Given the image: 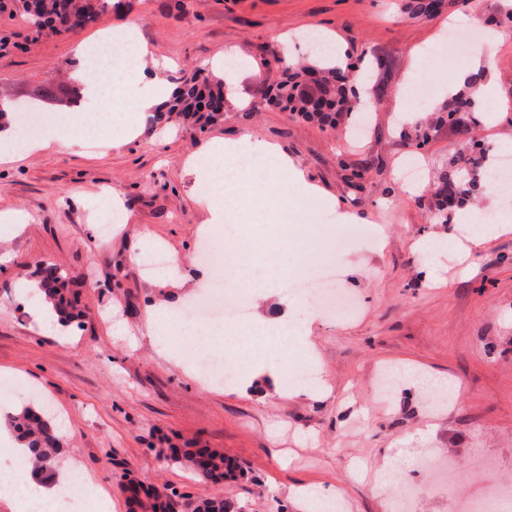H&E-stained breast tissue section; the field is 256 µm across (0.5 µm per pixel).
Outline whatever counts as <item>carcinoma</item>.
I'll use <instances>...</instances> for the list:
<instances>
[{
	"mask_svg": "<svg viewBox=\"0 0 512 512\" xmlns=\"http://www.w3.org/2000/svg\"><path fill=\"white\" fill-rule=\"evenodd\" d=\"M22 14L35 31L49 30L62 34L63 15L71 14L84 23L94 22L99 13L112 6V0H19ZM352 75L339 74L327 66L323 59L300 67L287 66L282 79L267 98L269 105L300 114L307 120L331 124L336 113L349 106L348 90ZM484 84V72L467 75L464 89L454 94L441 109L437 122L448 125L458 134L466 135L470 129L466 116L476 111L481 103L479 92ZM224 75L198 69L189 79L177 87L165 104L149 114L150 128H159L171 123L216 124L224 121L227 95L224 92ZM489 149L481 147L471 153L452 156L449 171L443 173L433 184L436 216L443 222L455 216L467 198L480 187V177L487 170ZM37 288L43 301L58 316L62 323L85 318L87 311L80 308L74 279L65 270L52 262L37 265ZM9 426L17 432L19 442L29 448L30 463L40 475L56 471L57 456L61 451V440L52 420L40 409L25 406L18 413L7 416ZM172 460L192 471L195 475L219 483V477L229 480L236 477L238 466L223 452L212 448L175 449L164 460ZM128 499L136 501L141 512H178L179 506L190 512H240L238 503L223 496L205 498L182 504L178 500L184 495L172 488L144 486L133 481L124 486Z\"/></svg>",
	"mask_w": 512,
	"mask_h": 512,
	"instance_id": "carcinoma-1",
	"label": "carcinoma"
}]
</instances>
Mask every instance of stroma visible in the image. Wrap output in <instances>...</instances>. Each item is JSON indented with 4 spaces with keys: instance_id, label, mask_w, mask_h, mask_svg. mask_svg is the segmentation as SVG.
<instances>
[{
    "instance_id": "stroma-1",
    "label": "stroma",
    "mask_w": 512,
    "mask_h": 512,
    "mask_svg": "<svg viewBox=\"0 0 512 512\" xmlns=\"http://www.w3.org/2000/svg\"><path fill=\"white\" fill-rule=\"evenodd\" d=\"M123 0L96 22L68 34L35 32L14 0H0V87L13 99L56 120L65 109L43 97H64L58 68L84 62L80 48L136 23L158 67L147 73L169 87L182 84L205 60L237 50L242 76L222 123L173 127L156 139L139 137L102 146L55 143L16 162H0V382L21 392L0 401L14 411L38 396L60 428V465L92 476L110 495L113 512H130L123 485L137 479L201 499L223 495L242 512H311L293 487L334 490L328 512H399L380 476L385 461L401 460L396 477L415 484L410 512H465L466 502L495 485L512 483V231L471 248L464 260L441 258L432 267L420 244L465 238L468 224L433 218L431 185L451 156L512 142V36L500 39L491 61L467 53L448 63L442 39L449 29L512 13V0ZM321 31L365 69L356 84L375 93L377 56L391 73L376 95L363 130L342 113L335 126L267 106L282 61L313 59L307 34ZM485 68L494 117H468L471 138L447 126L429 127L447 101L448 86ZM429 75L433 93L413 104L416 124L402 125L400 88ZM250 110L242 118V110ZM425 142H417L420 130ZM262 142L286 154L300 180L282 177L281 210L287 244L271 247L267 196L250 193L242 220L201 236L207 219L190 198L201 192L187 159L212 142ZM421 177L408 184L407 162ZM260 253L255 265L231 269L199 256L203 243ZM158 246L182 264L184 285L171 287L138 259ZM59 264L76 276L90 317L67 331L39 328L35 301L19 292L36 261ZM284 282H268L269 269ZM238 290L254 309L257 286L271 285L272 314L286 322L309 319L308 344L268 354L265 372L283 390L272 394L240 379L203 387L188 373V354L212 351L211 327L180 321L169 352L155 346L149 312L165 303L182 310L214 281ZM315 286L351 297L353 314L305 312L294 287ZM311 356L332 387L329 396L298 395L289 370ZM399 381L380 390L381 369ZM213 448L244 474L221 484L202 481L160 460L159 449ZM433 450L449 460L454 482L438 486L417 458Z\"/></svg>"
}]
</instances>
